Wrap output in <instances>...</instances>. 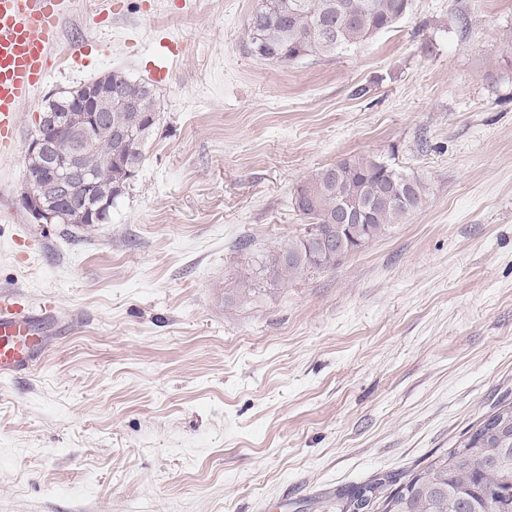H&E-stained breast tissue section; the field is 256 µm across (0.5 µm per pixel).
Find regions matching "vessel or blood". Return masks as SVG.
<instances>
[{
    "label": "vessel or blood",
    "mask_w": 512,
    "mask_h": 512,
    "mask_svg": "<svg viewBox=\"0 0 512 512\" xmlns=\"http://www.w3.org/2000/svg\"><path fill=\"white\" fill-rule=\"evenodd\" d=\"M65 0H0V157L11 155L20 127V107L53 68L52 48L65 14ZM26 294L0 291V374L31 369L44 337Z\"/></svg>",
    "instance_id": "obj_1"
}]
</instances>
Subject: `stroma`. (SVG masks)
Masks as SVG:
<instances>
[{"label":"stroma","mask_w":512,"mask_h":512,"mask_svg":"<svg viewBox=\"0 0 512 512\" xmlns=\"http://www.w3.org/2000/svg\"><path fill=\"white\" fill-rule=\"evenodd\" d=\"M73 0L0 158V288L53 297L0 375V512H336L512 402V0H412L331 58L251 52L258 0ZM115 69L160 120L107 223H30L48 93ZM382 158L423 206L333 269L236 298L316 170Z\"/></svg>","instance_id":"obj_1"}]
</instances>
